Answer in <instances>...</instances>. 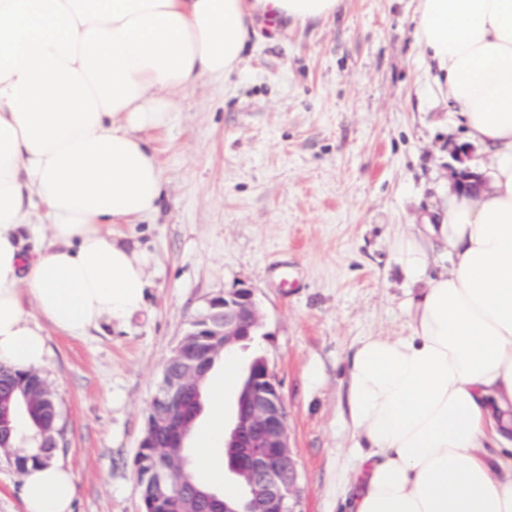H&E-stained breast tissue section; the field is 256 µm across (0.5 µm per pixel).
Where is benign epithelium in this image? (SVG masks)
Listing matches in <instances>:
<instances>
[{
    "label": "benign epithelium",
    "instance_id": "obj_1",
    "mask_svg": "<svg viewBox=\"0 0 512 512\" xmlns=\"http://www.w3.org/2000/svg\"><path fill=\"white\" fill-rule=\"evenodd\" d=\"M260 327L254 295L246 288L235 289L209 302L185 332L187 336H210L209 354L220 355L249 339ZM203 382L200 348L181 339L168 360V368L158 384L145 421L139 445L161 439L166 447L159 454L165 468L182 469L187 459L182 448L192 424L183 419L187 393L200 391ZM51 394L45 382L22 389L27 404ZM13 391L0 401V446L6 447L3 433L10 431L14 416ZM224 447L233 449L238 462L229 468L235 477L237 494L228 498L222 492L201 487L184 477L166 487L165 496L177 504L176 512H298L296 489L298 470L290 451L287 412L279 382L263 358L254 360L243 379L237 400L235 424Z\"/></svg>",
    "mask_w": 512,
    "mask_h": 512
}]
</instances>
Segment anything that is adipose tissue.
<instances>
[{
	"label": "adipose tissue",
	"instance_id": "1",
	"mask_svg": "<svg viewBox=\"0 0 512 512\" xmlns=\"http://www.w3.org/2000/svg\"><path fill=\"white\" fill-rule=\"evenodd\" d=\"M344 0H0V365L38 370L48 330L83 337L145 306L151 252L107 234L157 212L162 170L149 131L171 91L223 78L255 21L306 25ZM416 42L469 143L490 160L475 186L397 237L418 296L398 337L366 336L348 359L356 437L347 512H512V0H417ZM51 241L35 259L34 212ZM446 257L436 269L433 256ZM29 290L39 321L23 310ZM198 432L213 477L223 388ZM25 512H72L74 475L51 461L22 477Z\"/></svg>",
	"mask_w": 512,
	"mask_h": 512
}]
</instances>
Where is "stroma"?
<instances>
[{
    "label": "stroma",
    "instance_id": "stroma-1",
    "mask_svg": "<svg viewBox=\"0 0 512 512\" xmlns=\"http://www.w3.org/2000/svg\"><path fill=\"white\" fill-rule=\"evenodd\" d=\"M413 0H346L336 16L255 26L242 62L178 91L150 132L158 211L118 232L148 249L144 309L87 336L50 334L40 371L60 413L72 512H141L133 461L163 365L216 297L251 289L256 336L238 372L276 375L300 512H339L353 433L347 357L360 337L401 336L410 294L395 236L479 164L414 45Z\"/></svg>",
    "mask_w": 512,
    "mask_h": 512
}]
</instances>
